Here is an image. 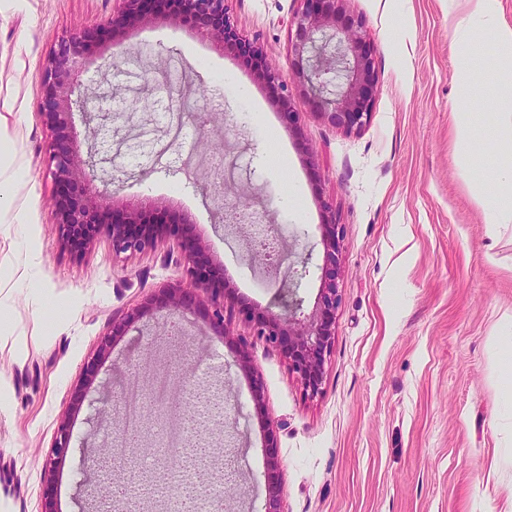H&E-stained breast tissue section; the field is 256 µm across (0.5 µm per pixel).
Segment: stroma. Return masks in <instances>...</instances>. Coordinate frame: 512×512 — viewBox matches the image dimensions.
I'll use <instances>...</instances> for the list:
<instances>
[{"instance_id":"35a3bbf8","label":"stroma","mask_w":512,"mask_h":512,"mask_svg":"<svg viewBox=\"0 0 512 512\" xmlns=\"http://www.w3.org/2000/svg\"><path fill=\"white\" fill-rule=\"evenodd\" d=\"M239 34L259 46L268 69L288 75L289 21L299 0H225ZM116 0H20L0 12V115L25 170L0 223V512H95L81 485L84 456L103 453L120 420L121 389L144 370L168 369L173 400L223 384L230 420L215 430L229 481L214 483L230 512H261L277 490L283 512H506L512 498V223L489 236L472 188L503 160L484 121L495 112V46L478 39L461 58L454 32L466 0H345L361 19L374 70L366 124L327 123L298 81L299 114L285 127L268 84L235 50L167 19L97 38L82 61L94 81L92 112L107 116L105 142L78 138L110 184L112 206L134 194L189 216L190 234L224 271L234 305L284 313L312 308L320 259L318 224L340 236V303L321 394L306 392L285 355L238 314L219 337L203 313L154 309L161 288L182 276L165 264L172 243L112 255L99 236L81 255L59 243L51 133L42 114L43 66L60 39L92 32ZM121 59L113 68V59ZM208 93L220 111L208 124L166 134L168 105L194 108ZM475 98L471 163L454 161L453 107ZM240 208L265 209L284 225L279 270L268 271L247 238L229 230L222 201L203 195L216 168ZM37 252L33 269L22 265ZM495 263H487L486 254ZM145 314L106 341L133 308ZM102 355L96 378L86 362ZM260 378V398L251 394ZM68 422L72 448L55 461ZM278 480L268 483V442Z\"/></svg>"}]
</instances>
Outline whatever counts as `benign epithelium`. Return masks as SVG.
Segmentation results:
<instances>
[{"instance_id":"obj_1","label":"benign epithelium","mask_w":512,"mask_h":512,"mask_svg":"<svg viewBox=\"0 0 512 512\" xmlns=\"http://www.w3.org/2000/svg\"><path fill=\"white\" fill-rule=\"evenodd\" d=\"M119 8L103 27L105 35L117 37L124 30L142 25L154 14H163L175 24L196 34L220 41L224 46L255 62L267 83L282 101L279 118L290 127L298 113L286 91L288 83L262 65V53L254 43L240 37L225 15L224 0H117ZM301 8L290 22L292 76L300 82L308 98L324 119L334 127L353 130L364 125L373 98V62L362 34V22L352 17L336 21L343 0H300ZM90 40L78 34L65 36L48 58L42 73V111L52 132L47 147L46 166L55 185L53 207L60 244L76 253L90 247L102 231H107L112 255H134L155 248L159 238L173 237L176 250L165 261L183 267L184 279L164 288L161 308L169 311L203 307L217 336L226 335L224 273L205 260L202 248L186 229L191 220L170 221L164 207L149 197H135L128 210L116 216L111 209L107 184L97 185L92 161L81 162L70 150L74 131L73 111L86 112L89 92L75 94L79 59L89 49ZM336 87L334 98L325 97L328 85ZM323 245L319 265L320 288L311 312L296 302L284 314L267 313L258 319L246 309L239 314L255 322V335L279 348L288 358L306 391L317 395L325 378V361L333 343V319L339 304L336 279L339 275V232L337 224L318 225ZM206 419L223 420L224 398L202 392ZM71 448L66 424L58 428L53 445L56 458Z\"/></svg>"}]
</instances>
